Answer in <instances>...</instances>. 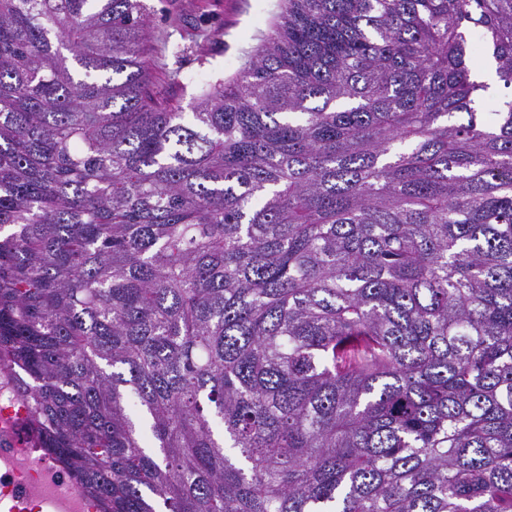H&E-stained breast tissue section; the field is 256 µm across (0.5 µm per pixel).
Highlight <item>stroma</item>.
<instances>
[{"label": "stroma", "mask_w": 512, "mask_h": 512, "mask_svg": "<svg viewBox=\"0 0 512 512\" xmlns=\"http://www.w3.org/2000/svg\"><path fill=\"white\" fill-rule=\"evenodd\" d=\"M155 23L168 26L170 44L195 40L206 46L207 63L187 53L178 60L183 75L197 79L233 76L248 51L280 12L279 0H145Z\"/></svg>", "instance_id": "1"}]
</instances>
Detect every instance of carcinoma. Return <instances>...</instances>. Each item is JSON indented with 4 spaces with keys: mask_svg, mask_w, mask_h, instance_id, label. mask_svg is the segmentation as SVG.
Masks as SVG:
<instances>
[{
    "mask_svg": "<svg viewBox=\"0 0 512 512\" xmlns=\"http://www.w3.org/2000/svg\"><path fill=\"white\" fill-rule=\"evenodd\" d=\"M161 44L141 0H0L40 447L101 512H512V0H281L204 84Z\"/></svg>",
    "mask_w": 512,
    "mask_h": 512,
    "instance_id": "1",
    "label": "carcinoma"
}]
</instances>
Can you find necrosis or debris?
Segmentation results:
<instances>
[{
	"instance_id": "obj_1",
	"label": "necrosis or debris",
	"mask_w": 512,
	"mask_h": 512,
	"mask_svg": "<svg viewBox=\"0 0 512 512\" xmlns=\"http://www.w3.org/2000/svg\"><path fill=\"white\" fill-rule=\"evenodd\" d=\"M28 407L12 367H0V512H98L88 495L25 426Z\"/></svg>"
}]
</instances>
